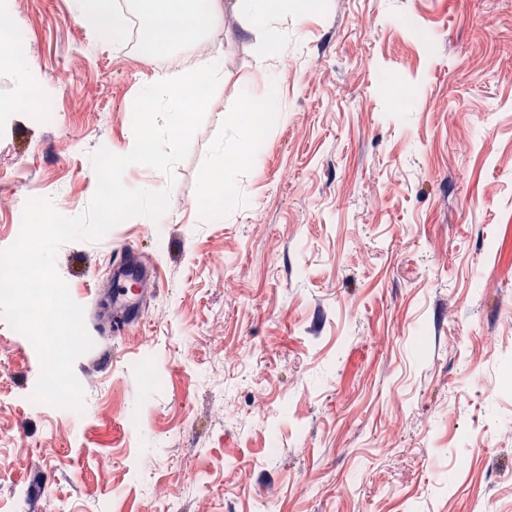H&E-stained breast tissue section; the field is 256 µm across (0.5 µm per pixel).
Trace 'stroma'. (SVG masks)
<instances>
[{"instance_id":"obj_1","label":"stroma","mask_w":512,"mask_h":512,"mask_svg":"<svg viewBox=\"0 0 512 512\" xmlns=\"http://www.w3.org/2000/svg\"><path fill=\"white\" fill-rule=\"evenodd\" d=\"M5 2L46 114L0 111V249L29 199L85 209L145 81L216 53L224 80L173 177L123 174L169 190L161 223L58 250L88 327L116 250L156 274L140 326L76 361L81 414L35 402L0 319V512H512V0H290L265 26L224 0L153 55L72 0ZM270 76L257 163L203 197Z\"/></svg>"}]
</instances>
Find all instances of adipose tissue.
Returning <instances> with one entry per match:
<instances>
[{
  "label": "adipose tissue",
  "instance_id": "1",
  "mask_svg": "<svg viewBox=\"0 0 512 512\" xmlns=\"http://www.w3.org/2000/svg\"><path fill=\"white\" fill-rule=\"evenodd\" d=\"M138 12L150 22L155 49L168 51L200 41L201 33L224 10L223 0H136Z\"/></svg>",
  "mask_w": 512,
  "mask_h": 512
}]
</instances>
